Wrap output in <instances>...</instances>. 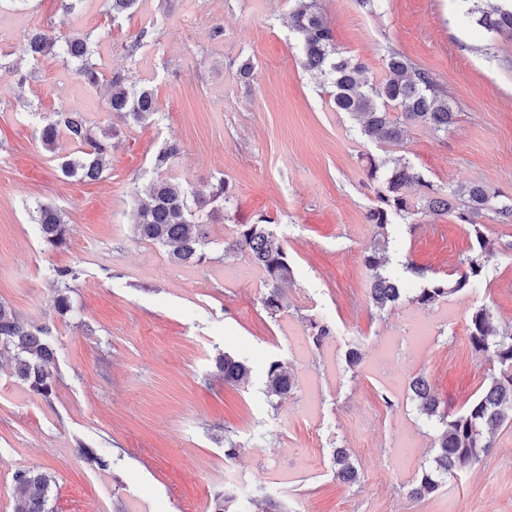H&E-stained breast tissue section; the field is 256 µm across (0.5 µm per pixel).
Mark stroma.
<instances>
[{
	"label": "stroma",
	"instance_id": "35a3bbf8",
	"mask_svg": "<svg viewBox=\"0 0 512 512\" xmlns=\"http://www.w3.org/2000/svg\"><path fill=\"white\" fill-rule=\"evenodd\" d=\"M334 41L381 76L389 52L427 71L455 103L448 133L407 127L392 145L358 133L336 111L328 86L301 66L288 0H140L132 19H111L106 0H0V62L27 79L0 75V303L48 328L56 348L53 394H33L0 368V512H17L14 476L24 468L53 478V512H210L223 493L272 498L286 512H512V422L482 462L414 499L407 486L432 463L437 428L416 408L410 380L426 375L450 412L479 394L497 364L474 351L469 314L487 307L512 330V222L489 216L496 243L475 288L421 308L403 299L378 310L364 255L388 236L390 265L410 291L448 278L470 250V225L419 213L378 232L368 156L410 158L435 188L483 182L512 198V37L486 35L457 0H318ZM36 28L91 33L104 76L127 73L152 88L155 124L126 125L103 178L62 175L36 139L39 116L77 112L103 126L105 89L62 58L31 65ZM148 35L132 48L140 29ZM251 63L249 81L237 75ZM180 148L162 169L160 147ZM234 198L210 226L208 262L185 267L134 232L136 204L157 177L186 191L218 177ZM59 207L73 232L53 249L28 210ZM274 221L292 260L284 309L264 310V278L247 256L225 255L238 224ZM80 269L69 312L55 307L50 268ZM329 325L321 343L310 320ZM427 334L413 342L411 323ZM360 346L350 367L346 354ZM245 360L248 383L225 384L221 353ZM283 360L294 377L271 405L265 365ZM242 451L235 468L225 439ZM107 449L106 467L85 450ZM360 468L340 483L334 449Z\"/></svg>",
	"mask_w": 512,
	"mask_h": 512
}]
</instances>
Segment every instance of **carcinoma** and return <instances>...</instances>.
Here are the masks:
<instances>
[{
	"label": "carcinoma",
	"instance_id": "obj_1",
	"mask_svg": "<svg viewBox=\"0 0 512 512\" xmlns=\"http://www.w3.org/2000/svg\"><path fill=\"white\" fill-rule=\"evenodd\" d=\"M112 19L132 18L139 0H107ZM461 12L491 36H512V7L481 6V0H459ZM289 16L293 29L302 37V66L327 84L338 112H346L359 121L362 137L379 144L401 140L404 127L419 124L431 131L446 132L454 123L456 112L433 77L415 67L397 52L385 59L380 77L364 76L366 66L359 59L346 56L333 42L330 28L319 11L317 0H292ZM28 54L34 61L47 55L58 56L74 66L85 83L96 86L106 82V111L123 123L146 124L159 114L154 92L137 86L128 74H115L106 80L91 62V35L68 34L55 36L35 29L28 38ZM122 133L121 127L108 125L95 128L76 112L57 111L40 121L35 128L42 147L58 153L59 140L65 139L79 150L59 157L61 173L80 181L101 178L105 158L112 139ZM367 178L375 184V205L367 214L368 223L383 230L398 218L404 220L414 209H425L439 215H451L461 224L473 227L477 248L461 261L457 277L451 283L432 280L409 300L429 308L451 294L463 293L474 287L485 262L494 255V242L481 231V218L494 212L512 219V202L498 200L483 183H470L457 189H435L427 183L417 167L404 157H371ZM425 188L418 202L408 196L412 185ZM233 187L224 178L210 186L208 195L197 194L196 207L188 204L187 192L168 180H156L149 187V202L141 205L135 215V232L148 242L167 249L174 262L184 266L201 265L209 257L205 246L210 243V218L204 212L211 204L228 203ZM33 223L39 226L43 240L54 248L67 246L72 228L56 206L37 201L30 207ZM271 220L264 215L251 224H240L232 239L224 242V252L245 253L265 278L266 293L262 305L274 315L283 308L280 285L292 279V262L284 241L269 228ZM388 238L377 240L364 258L370 272V294L380 310L398 303L406 296V288L389 266ZM77 279L71 267L52 269L49 281L55 287V302L59 311H70L69 297L64 286ZM468 339L477 352L490 353L496 359L498 371L489 377L481 393L456 413L441 409V401L426 378L415 377L411 390L419 413L433 421L439 433L433 465L424 469L409 490L414 498H424L438 491L445 478H454L475 466L493 448L495 435L512 421V334L499 331L485 307L472 311L467 325ZM13 353L15 373L28 389L43 398L53 393L56 376L52 370L54 349L49 332L21 320L8 306L0 303V351ZM218 369L224 382L236 385L249 379L251 368L238 358L224 353L217 357ZM266 392L283 399L294 388L285 364L277 359L265 367ZM336 479L354 483L360 473L344 448L333 451ZM53 478L43 472L21 470L15 475L16 490L21 499L18 512H53L49 508V491Z\"/></svg>",
	"mask_w": 512,
	"mask_h": 512
}]
</instances>
